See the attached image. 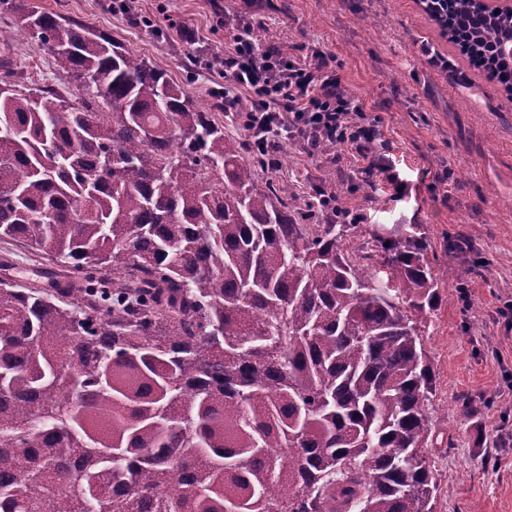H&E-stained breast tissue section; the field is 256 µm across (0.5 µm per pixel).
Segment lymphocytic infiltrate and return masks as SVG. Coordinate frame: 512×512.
<instances>
[{
  "label": "lymphocytic infiltrate",
  "mask_w": 512,
  "mask_h": 512,
  "mask_svg": "<svg viewBox=\"0 0 512 512\" xmlns=\"http://www.w3.org/2000/svg\"><path fill=\"white\" fill-rule=\"evenodd\" d=\"M213 66L224 77V112L240 118L262 167L277 165L282 138L301 139L311 156L337 140L352 147L362 177L402 191L387 142L342 84L331 53L317 48L299 62L279 44L258 45L246 26L225 33L224 57Z\"/></svg>",
  "instance_id": "1"
}]
</instances>
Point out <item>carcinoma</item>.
<instances>
[{"label": "carcinoma", "mask_w": 512, "mask_h": 512, "mask_svg": "<svg viewBox=\"0 0 512 512\" xmlns=\"http://www.w3.org/2000/svg\"><path fill=\"white\" fill-rule=\"evenodd\" d=\"M471 58L512 12L432 0ZM0 237L69 269L0 262V512H434L439 276L417 232L310 224L166 70L0 0ZM47 45L70 101L7 59ZM112 107L101 112L97 102ZM290 203H285V200ZM3 257L12 260L14 269L11 271V279L19 288L44 286L46 278L41 277V271L53 270L58 277L64 279L66 276L65 268L32 254L23 244L12 239L0 238V260Z\"/></svg>", "instance_id": "carcinoma-1"}]
</instances>
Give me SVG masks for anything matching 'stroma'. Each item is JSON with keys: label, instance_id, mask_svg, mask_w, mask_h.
Masks as SVG:
<instances>
[{"label": "stroma", "instance_id": "obj_1", "mask_svg": "<svg viewBox=\"0 0 512 512\" xmlns=\"http://www.w3.org/2000/svg\"><path fill=\"white\" fill-rule=\"evenodd\" d=\"M36 3L163 66L219 122L224 80L208 68L224 54L223 34L209 32L215 6L252 25L257 43H282L295 59L314 47L336 56L343 84L389 143L405 193L341 176L347 149L312 158L295 140L286 141L288 157L276 168H257V181L288 183L301 208L313 188L335 193L366 214L357 229L364 240L421 226L442 275L441 300L421 327L435 373L434 420L451 441L429 451L439 474L435 512H512V322L499 315L512 302V93L473 66L418 0H260L251 8L243 0H135L127 14L113 12L112 0ZM146 16L154 27L143 25ZM427 45L452 71L428 63ZM13 61L39 83L55 68L50 50L30 37L14 42ZM225 124L246 140L243 126ZM457 234L473 240L477 255L449 253ZM478 255L492 275L475 264ZM3 257L21 288L44 285L51 269L66 275L12 239L0 238ZM465 398L472 412L462 411Z\"/></svg>", "mask_w": 512, "mask_h": 512}]
</instances>
